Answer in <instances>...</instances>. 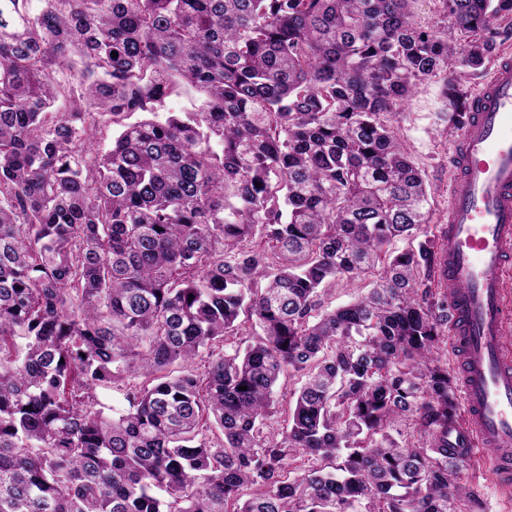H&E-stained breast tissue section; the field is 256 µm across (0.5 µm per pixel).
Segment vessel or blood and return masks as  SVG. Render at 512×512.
<instances>
[{"label":"vessel or blood","mask_w":512,"mask_h":512,"mask_svg":"<svg viewBox=\"0 0 512 512\" xmlns=\"http://www.w3.org/2000/svg\"><path fill=\"white\" fill-rule=\"evenodd\" d=\"M454 147L448 220L440 230L449 327L461 371L466 418L448 428V444L488 449L487 467L512 490V55H501Z\"/></svg>","instance_id":"b4317fda"}]
</instances>
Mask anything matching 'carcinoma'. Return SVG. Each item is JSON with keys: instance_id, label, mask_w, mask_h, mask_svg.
I'll use <instances>...</instances> for the list:
<instances>
[{"instance_id": "cac0c4a2", "label": "carcinoma", "mask_w": 512, "mask_h": 512, "mask_svg": "<svg viewBox=\"0 0 512 512\" xmlns=\"http://www.w3.org/2000/svg\"><path fill=\"white\" fill-rule=\"evenodd\" d=\"M39 2L0 0V512H478L391 121L438 78L463 122L512 0H439L432 27L415 0ZM242 315L260 333L226 350ZM369 279L364 281H356L354 283L344 281H336L331 286L329 290V302H331V307H340L349 302L353 301L358 296L364 295L368 288ZM300 386V379L294 373L285 374L281 377L277 390V405L274 416L271 418L270 428H264V433L269 431H282L288 426L289 401L293 400L291 393ZM273 428V430H272Z\"/></svg>"}]
</instances>
